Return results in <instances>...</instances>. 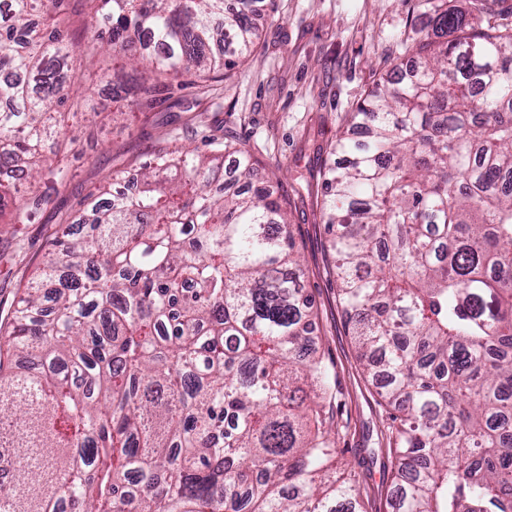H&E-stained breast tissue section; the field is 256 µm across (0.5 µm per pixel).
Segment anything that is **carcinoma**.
Listing matches in <instances>:
<instances>
[{"mask_svg": "<svg viewBox=\"0 0 512 512\" xmlns=\"http://www.w3.org/2000/svg\"><path fill=\"white\" fill-rule=\"evenodd\" d=\"M13 0L0 16V172L68 180V60L98 43L151 75L157 107L191 71H231L269 0ZM414 71L349 113L320 211L359 360L379 396L392 512H512V26L411 0ZM156 49L129 53L143 38ZM224 178L220 146H176L77 202L0 323V512H365L338 471L336 379L287 211ZM44 192L0 180L31 224Z\"/></svg>", "mask_w": 512, "mask_h": 512, "instance_id": "1", "label": "carcinoma"}]
</instances>
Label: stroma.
I'll return each instance as SVG.
<instances>
[{
    "label": "stroma",
    "mask_w": 512,
    "mask_h": 512,
    "mask_svg": "<svg viewBox=\"0 0 512 512\" xmlns=\"http://www.w3.org/2000/svg\"><path fill=\"white\" fill-rule=\"evenodd\" d=\"M409 7V0H276L251 56L224 79L185 76L171 99L132 117L125 130L107 115L83 121L77 143L62 151L72 174L67 187L35 223L0 228V310L32 278L62 215L113 173L136 174L158 150L187 142L202 152L214 139L250 150L255 181L279 176L292 210L319 317L318 347L336 373L330 409L342 427L339 457L365 474L369 512H386L390 462L369 451L389 411L362 373L328 275L329 235L317 192L336 163L326 145L348 113L382 77L414 61L420 35L409 25Z\"/></svg>",
    "instance_id": "obj_1"
}]
</instances>
